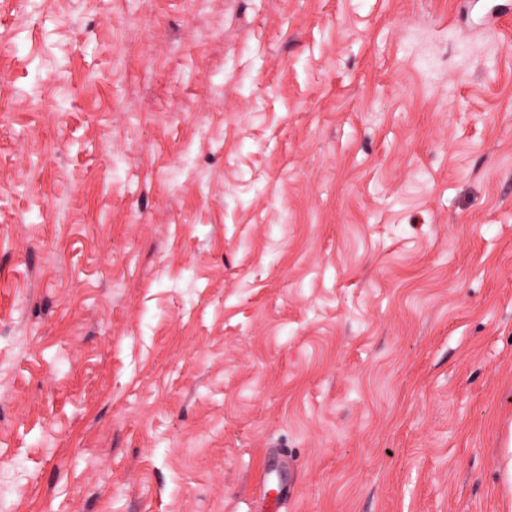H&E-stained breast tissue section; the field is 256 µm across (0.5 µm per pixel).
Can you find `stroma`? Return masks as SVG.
Masks as SVG:
<instances>
[{
	"label": "stroma",
	"mask_w": 512,
	"mask_h": 512,
	"mask_svg": "<svg viewBox=\"0 0 512 512\" xmlns=\"http://www.w3.org/2000/svg\"><path fill=\"white\" fill-rule=\"evenodd\" d=\"M468 5L0 0V512H512Z\"/></svg>",
	"instance_id": "obj_1"
}]
</instances>
